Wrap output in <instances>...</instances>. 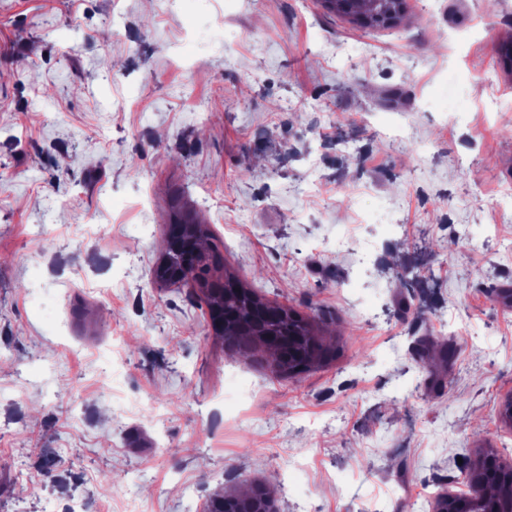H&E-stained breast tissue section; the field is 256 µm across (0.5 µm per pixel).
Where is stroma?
<instances>
[{
    "mask_svg": "<svg viewBox=\"0 0 512 512\" xmlns=\"http://www.w3.org/2000/svg\"><path fill=\"white\" fill-rule=\"evenodd\" d=\"M510 41L512 0H0V512H429L512 463ZM174 212L327 356L154 284Z\"/></svg>",
    "mask_w": 512,
    "mask_h": 512,
    "instance_id": "obj_1",
    "label": "stroma"
}]
</instances>
